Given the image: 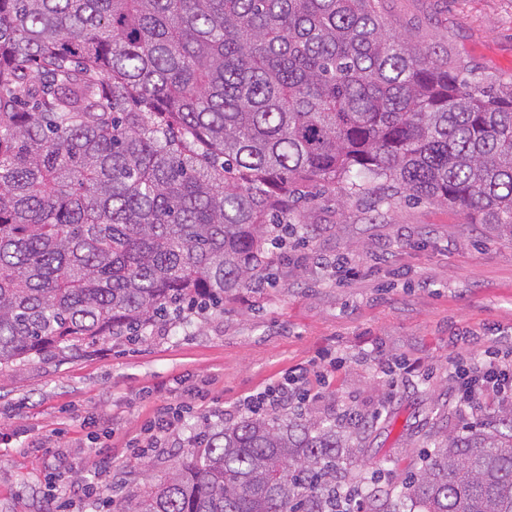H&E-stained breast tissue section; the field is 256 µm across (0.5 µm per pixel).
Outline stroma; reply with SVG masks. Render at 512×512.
I'll return each instance as SVG.
<instances>
[{
	"mask_svg": "<svg viewBox=\"0 0 512 512\" xmlns=\"http://www.w3.org/2000/svg\"><path fill=\"white\" fill-rule=\"evenodd\" d=\"M384 21L512 84V0H387ZM288 220L307 225L306 237L267 247L266 288L238 289L223 308L156 325L137 343L103 340L0 371V512H57L52 472L120 499L142 491L191 454L201 421L235 424L245 397L327 353L345 364L302 410L364 414L360 466L386 461L385 489L420 465L432 429L462 435L512 410L492 397L460 406L448 374L457 355L512 345V238L434 201L398 195L373 207L332 183ZM400 357L419 360L422 374L392 396L386 367ZM160 385L190 411L161 447L134 457Z\"/></svg>",
	"mask_w": 512,
	"mask_h": 512,
	"instance_id": "1",
	"label": "stroma"
}]
</instances>
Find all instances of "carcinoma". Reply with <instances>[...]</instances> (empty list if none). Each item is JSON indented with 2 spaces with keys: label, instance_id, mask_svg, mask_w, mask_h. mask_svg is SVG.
Instances as JSON below:
<instances>
[{
  "label": "carcinoma",
  "instance_id": "1",
  "mask_svg": "<svg viewBox=\"0 0 512 512\" xmlns=\"http://www.w3.org/2000/svg\"><path fill=\"white\" fill-rule=\"evenodd\" d=\"M383 0H0V372L204 314L262 272L298 185L398 194L512 237V92L419 48ZM397 501L512 512V412L430 433ZM301 413L206 429L116 512H352L360 453Z\"/></svg>",
  "mask_w": 512,
  "mask_h": 512
}]
</instances>
